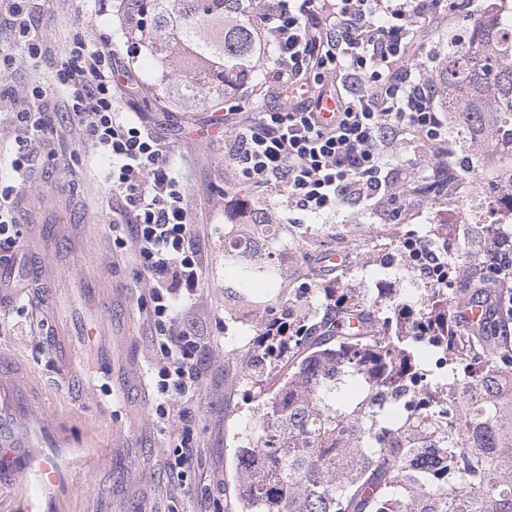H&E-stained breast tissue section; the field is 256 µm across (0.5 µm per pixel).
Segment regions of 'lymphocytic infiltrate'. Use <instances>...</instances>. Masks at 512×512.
I'll return each mask as SVG.
<instances>
[{
  "label": "lymphocytic infiltrate",
  "mask_w": 512,
  "mask_h": 512,
  "mask_svg": "<svg viewBox=\"0 0 512 512\" xmlns=\"http://www.w3.org/2000/svg\"><path fill=\"white\" fill-rule=\"evenodd\" d=\"M445 0H273L261 15L276 53L268 84L288 97L260 112L224 115V154L255 192L285 188L292 209L323 214L367 203L389 220L405 211L401 171L391 168L396 147L421 146L437 158L429 192H458L448 165V118L436 105L427 76L429 56L419 42L424 22ZM122 71L112 51L76 40L56 71L66 89L70 123L83 126L110 162L107 181L116 201L112 244L134 245L138 274L150 281L144 304L163 360L157 372V413L182 405L184 424L169 468L186 478L193 462L190 406L202 386L209 343L182 325L181 306L203 281L193 244L195 224L180 182L166 163V147L135 113L118 109L114 91ZM336 98L334 121L318 119L325 93ZM25 135L10 164L23 173L33 138L53 129L51 113L16 115Z\"/></svg>",
  "instance_id": "obj_1"
}]
</instances>
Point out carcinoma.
Returning a JSON list of instances; mask_svg holds the SVG:
<instances>
[{
    "mask_svg": "<svg viewBox=\"0 0 512 512\" xmlns=\"http://www.w3.org/2000/svg\"><path fill=\"white\" fill-rule=\"evenodd\" d=\"M262 0H120V38L159 63L153 100L224 110L244 81L263 85L271 52L255 18ZM441 109L466 127L462 142L512 147V16L488 12L469 40H450L433 71ZM262 240L257 259L224 241L239 264L240 287L277 275L280 225L267 207L248 209ZM477 243L488 266L512 225L492 224ZM492 272L461 288L456 307L480 316L467 327L448 310V292L421 317L385 330L383 307L348 289L326 294L320 321L286 336L262 333L250 376L259 379V414L237 434L235 493L228 512H512V288ZM439 340L429 364L418 340ZM462 382L484 393L448 426L437 404ZM348 386L358 388L351 403Z\"/></svg>",
    "mask_w": 512,
    "mask_h": 512,
    "instance_id": "1",
    "label": "carcinoma"
}]
</instances>
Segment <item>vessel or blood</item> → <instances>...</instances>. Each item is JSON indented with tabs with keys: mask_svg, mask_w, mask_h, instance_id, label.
<instances>
[{
	"mask_svg": "<svg viewBox=\"0 0 512 512\" xmlns=\"http://www.w3.org/2000/svg\"><path fill=\"white\" fill-rule=\"evenodd\" d=\"M21 206L28 219L27 288L31 302L53 322L50 342L57 386L77 403L90 394L93 383L83 369L80 351L85 341H97V371L105 385L104 394L96 399L97 417L113 427V457L127 459L128 449L147 442L150 433L131 413L120 426L112 424L113 401L134 391L141 379L123 342L109 337L112 263L104 254L88 251L84 216L73 202L61 198L51 208L41 198L27 196ZM66 276L80 284L77 299L47 296L46 288ZM50 424L28 380L0 372V488L26 489L25 512H48L44 494L64 478L55 456L41 450L34 438L36 430Z\"/></svg>",
	"mask_w": 512,
	"mask_h": 512,
	"instance_id": "b4317fda",
	"label": "vessel or blood"
}]
</instances>
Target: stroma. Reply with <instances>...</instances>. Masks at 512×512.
I'll return each mask as SVG.
<instances>
[{"label": "stroma", "mask_w": 512, "mask_h": 512, "mask_svg": "<svg viewBox=\"0 0 512 512\" xmlns=\"http://www.w3.org/2000/svg\"><path fill=\"white\" fill-rule=\"evenodd\" d=\"M25 5L31 28L48 51L37 68L18 60L6 70L12 96L0 101V190L13 187L17 198L40 195L51 201L70 194L86 199L95 226L94 244L117 269L131 315L133 350L145 382L144 418L157 438L156 446L147 451L148 463L158 472L157 481L149 493L125 496L126 512H211L213 499L221 498L225 483L232 480L235 437L258 416L256 389L245 362L270 312H287L302 293L316 305L323 302L326 288L365 292L361 270L381 264L380 245L421 228L439 199L411 196L407 217L392 223L361 205H344L315 216L294 211L279 191L245 193L243 181L236 179L225 159L224 136L218 131L215 113L155 108L142 83L157 73L158 65L144 53L134 59L129 76L120 82L119 104L123 111L139 113L147 129L166 144V160L179 175L197 224L195 242L203 261V284L184 312L185 323L211 341L203 390L192 412L200 454L188 482L178 483L169 472L168 459L181 420L175 413L164 418L155 413L154 377L159 362L143 306L150 283L137 275L131 251L119 252L112 246L113 202L105 163L97 160L77 128L58 120L53 132L33 141L32 165L25 178H18L9 165L15 140L22 133L16 111L30 106L26 92L33 85L52 86L73 39L104 44L123 54L119 0H26ZM244 201L271 207L284 245L276 256L280 278L242 296L236 289L240 271L224 260V241L237 233L229 217ZM328 246L341 248L347 255L344 266L331 275L313 261ZM11 266L15 277L0 287V353L17 358L43 387L44 407L58 432L85 441L84 447L68 455L71 490L51 492L50 507L52 512H108L112 492L122 483L112 472V450L107 445L111 431L92 422L91 400L71 405L57 388L48 319L30 304L19 280L27 267L25 255H18Z\"/></svg>", "instance_id": "obj_1"}]
</instances>
